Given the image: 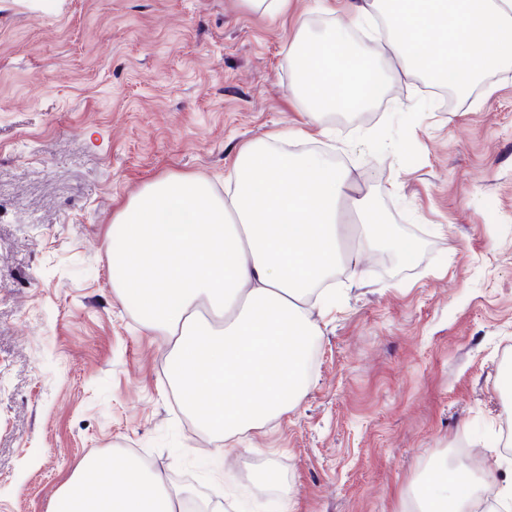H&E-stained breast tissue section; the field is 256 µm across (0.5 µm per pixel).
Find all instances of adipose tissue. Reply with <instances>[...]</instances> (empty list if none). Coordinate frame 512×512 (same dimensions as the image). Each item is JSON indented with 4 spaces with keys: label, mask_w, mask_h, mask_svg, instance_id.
Wrapping results in <instances>:
<instances>
[{
    "label": "adipose tissue",
    "mask_w": 512,
    "mask_h": 512,
    "mask_svg": "<svg viewBox=\"0 0 512 512\" xmlns=\"http://www.w3.org/2000/svg\"><path fill=\"white\" fill-rule=\"evenodd\" d=\"M355 21L380 12L407 73L451 80L461 93L512 67V0H348ZM349 31L338 27L318 45L288 44L296 63V99L308 129L326 135V114L365 109L388 87L376 68L347 72L337 52ZM278 137L254 139L232 160L224 191L192 174L143 186L112 217L118 296L135 300L141 326L168 348L167 380L204 432L234 440L278 418L304 396L309 348L319 330L309 297L340 265L357 264L380 244L405 259L416 243L381 236L374 200L364 197L362 236L342 249L339 204L350 172L319 153L291 154ZM97 459L77 463L48 512H181L185 495L128 457L93 482ZM431 480L405 512H474L472 485L429 459Z\"/></svg>",
    "instance_id": "1"
}]
</instances>
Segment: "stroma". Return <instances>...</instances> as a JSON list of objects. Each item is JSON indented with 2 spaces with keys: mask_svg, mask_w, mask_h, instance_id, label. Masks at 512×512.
I'll use <instances>...</instances> for the list:
<instances>
[{
  "mask_svg": "<svg viewBox=\"0 0 512 512\" xmlns=\"http://www.w3.org/2000/svg\"><path fill=\"white\" fill-rule=\"evenodd\" d=\"M345 5L0 0V512H46L88 457L145 462L209 512H403L462 437V476H512L491 442L512 428V69L442 99L373 41L386 98L326 115L319 146L419 247L337 271L304 398L236 447L198 427L112 288L113 214L172 174L223 182L243 145L296 124L288 43Z\"/></svg>",
  "mask_w": 512,
  "mask_h": 512,
  "instance_id": "35a3bbf8",
  "label": "stroma"
}]
</instances>
